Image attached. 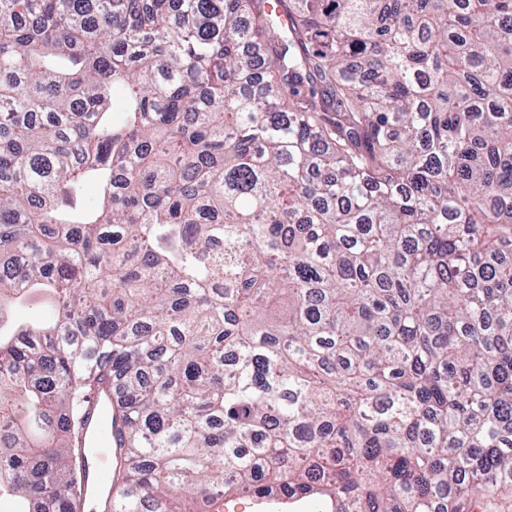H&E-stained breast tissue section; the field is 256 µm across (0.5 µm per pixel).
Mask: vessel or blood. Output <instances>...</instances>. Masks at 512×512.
<instances>
[{
    "instance_id": "b4317fda",
    "label": "vessel or blood",
    "mask_w": 512,
    "mask_h": 512,
    "mask_svg": "<svg viewBox=\"0 0 512 512\" xmlns=\"http://www.w3.org/2000/svg\"><path fill=\"white\" fill-rule=\"evenodd\" d=\"M112 400L111 384H103L91 395L83 430L82 468L84 500L91 503H114L116 482L111 481L112 472L121 464L120 450L116 446L117 434L124 426L122 417H109Z\"/></svg>"
}]
</instances>
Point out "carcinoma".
Returning a JSON list of instances; mask_svg holds the SVG:
<instances>
[{"mask_svg": "<svg viewBox=\"0 0 512 512\" xmlns=\"http://www.w3.org/2000/svg\"><path fill=\"white\" fill-rule=\"evenodd\" d=\"M107 381L118 512L512 496V0H0V498ZM230 502L224 499L223 496L215 497L208 501V506L206 507V512H233V507L235 508V512H256L259 510L260 505H257L256 499L251 496L245 495H236L234 497L227 498ZM229 502V507H228ZM231 510V511H230ZM262 512L271 511V512H279L275 510H260ZM257 511V512H260Z\"/></svg>", "mask_w": 512, "mask_h": 512, "instance_id": "cac0c4a2", "label": "carcinoma"}]
</instances>
